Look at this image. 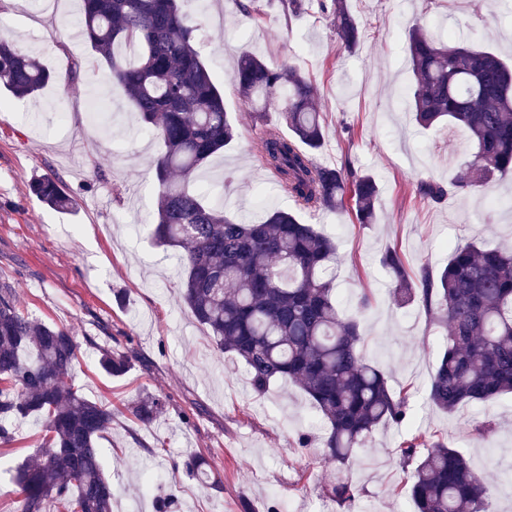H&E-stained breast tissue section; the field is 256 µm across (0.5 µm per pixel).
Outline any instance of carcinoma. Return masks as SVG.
Listing matches in <instances>:
<instances>
[{"instance_id":"1","label":"carcinoma","mask_w":512,"mask_h":512,"mask_svg":"<svg viewBox=\"0 0 512 512\" xmlns=\"http://www.w3.org/2000/svg\"><path fill=\"white\" fill-rule=\"evenodd\" d=\"M344 48L360 44L362 30L346 0H317ZM79 31L87 58L67 57L68 76L106 67V86L120 87L141 126L163 142L154 162L157 183L155 240L182 249V299L191 316L211 332L216 348L243 363L253 387L274 380L297 385L327 421V459L351 463L374 431L407 418V391H393L364 355L359 316L371 297H358L356 316L343 315L336 298V243L300 218L301 211L334 212L354 202L359 224H372L380 195L376 178L318 162L324 132L313 82L294 65H273L239 55L232 81L248 104H274L288 133L267 128L260 163L296 205L273 209L264 221L229 218L213 204L201 170L237 137L197 45L196 31L178 0H80ZM407 48L414 83L407 90L415 121L428 128H464L471 145L452 186L468 192L512 171V65L492 51L461 45L413 25ZM52 72L11 39L0 37V88L16 98L35 97ZM30 192L48 208L75 205L61 181L31 180ZM417 194L440 202L448 189L421 180ZM380 264L391 275L402 306L416 304L444 335L428 400L448 414L462 405L490 403L512 393V252L473 242L452 247L435 271L423 263L411 276L395 248ZM79 343L70 331L22 311L13 288L0 285V443L12 424L39 418L40 450L17 469L23 494L19 512H112V485L103 469L99 440L112 428V408L85 397L71 382ZM133 355L105 351L100 367L123 374ZM155 395L138 398L131 413L144 427L164 412ZM409 476L414 512H482L493 488L442 439L420 433L399 445ZM204 487L223 481L201 459L185 463ZM334 496L351 503L358 487L344 478Z\"/></svg>"}]
</instances>
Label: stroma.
<instances>
[{
	"label": "stroma",
	"instance_id": "1",
	"mask_svg": "<svg viewBox=\"0 0 512 512\" xmlns=\"http://www.w3.org/2000/svg\"><path fill=\"white\" fill-rule=\"evenodd\" d=\"M265 19L240 12L232 0H182L198 25L202 57L238 131L208 163L206 182L228 215L249 222L293 202L261 166L256 143L263 127L282 126L276 106L253 111L231 74L240 52L268 63H290L316 80L325 125L321 162L374 175L381 188L376 221L357 224L351 210L303 213L307 223L334 237L340 260L335 288L346 311L369 293L361 318L367 358L393 390L410 392L407 426L379 427L356 449L348 477L353 503L332 500L325 487L338 477L324 460L325 426L309 399L282 380L254 391L242 363L218 352L209 331L181 297L178 251L150 235L156 194L151 161L160 141L143 130L120 92L107 98L110 135H100L88 110L87 84L61 77L38 97L0 93V284L14 288L18 305L43 322L66 328L81 348L72 382L88 398L109 404L112 428L100 446L112 484V512H155L154 498L174 494L180 512H411L409 471L397 446L412 431L448 440L494 486L496 512H512V394L490 410L431 407L428 387L442 339L417 306H400L379 258L400 251L407 269L422 262L440 268L450 245L469 241L512 245V173L480 191L449 192L442 202L420 199L419 180L451 184L468 150L458 126L417 125L398 92L413 79L407 33L414 24L453 34L512 58V0H347L363 29L355 52L339 43L317 6L285 17L278 5L258 0ZM43 0H0L1 32L52 70L69 45L75 14L44 24ZM51 174L79 202L52 210L30 194L34 176ZM134 347L139 359L127 373L104 372L101 351ZM158 395L164 413L149 428L134 419L138 394ZM491 418L485 433L474 424ZM309 445H301L302 435ZM44 428L30 419L0 444V512H17L18 466L41 444ZM204 458L224 483L203 488L182 468Z\"/></svg>",
	"mask_w": 512,
	"mask_h": 512
}]
</instances>
